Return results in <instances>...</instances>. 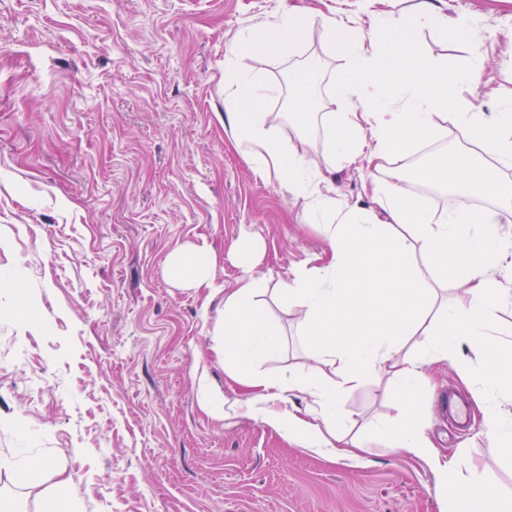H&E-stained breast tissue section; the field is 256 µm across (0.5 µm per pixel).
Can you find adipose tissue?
Instances as JSON below:
<instances>
[{"instance_id":"1","label":"adipose tissue","mask_w":512,"mask_h":512,"mask_svg":"<svg viewBox=\"0 0 512 512\" xmlns=\"http://www.w3.org/2000/svg\"><path fill=\"white\" fill-rule=\"evenodd\" d=\"M306 23V13L294 9L276 14L257 37L242 40L226 57L224 128L248 163L296 192L308 212L323 218L320 233L329 249L327 262L315 275L296 274L282 290L302 312L304 336L316 341L315 359L330 366L338 379L331 383L262 371V364L278 351L280 326L261 308L262 288L245 276L237 288L225 292L224 320L215 328L225 371L241 379L247 390L238 407L281 429L289 441L333 460H355L386 446L442 470L420 404L431 388L422 368L427 360L454 356L459 347L455 327L463 321L480 340L476 356L483 369L482 377L467 378L466 384L500 452L511 458L512 412L497 400L503 380L502 366L495 360V322L500 309L512 303V290L502 287L491 270L512 272V240L501 237L496 211H430L390 182L370 185L375 203L390 218L389 224L378 223L372 213L345 208L323 192L324 178L316 167L286 155L276 131L256 109L271 89L253 76L249 62L269 50L293 55ZM389 24V19L377 17L362 30L342 18L328 22L329 39L351 74L336 87L345 111L327 115L331 155L359 171L405 160L421 141L435 136L434 117L440 110L470 148L453 157L451 168L424 172L423 180L460 195L512 197V185L500 177L501 166L512 163V98L502 99L496 112H483L464 94L478 77L476 68H451L415 50L386 53ZM397 224L413 231L436 282L452 278L469 288L468 307L444 305L438 319H430L434 291L414 272L407 243L393 230ZM166 270L172 280L193 288L212 285L213 262L202 249H174ZM409 336L422 337L428 357L404 353ZM374 373L388 377L392 395L409 403L408 414L399 427L374 421L367 436L347 437L341 430L343 397ZM297 392L310 394L313 405L294 404L291 397Z\"/></svg>"}]
</instances>
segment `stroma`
<instances>
[{"label": "stroma", "instance_id": "obj_1", "mask_svg": "<svg viewBox=\"0 0 512 512\" xmlns=\"http://www.w3.org/2000/svg\"><path fill=\"white\" fill-rule=\"evenodd\" d=\"M444 26L405 35L422 4ZM305 8L293 56L252 60L273 92L265 112L288 152L314 163L343 204L375 212L365 178L394 181L395 164L371 175L334 162L325 131L344 62L326 37L328 18L395 25L389 49L416 50L454 67L471 58L455 34L484 30L483 63L467 97L484 111L491 89L512 95V0H0V512H54L44 490L71 480L79 512H448L455 473L405 452L333 461L260 417L237 410L241 388L215 352L226 289L244 271L242 233L263 249L252 276L282 331L267 372L334 379L316 362L302 314L279 291L327 260L304 200L261 176L224 132V58L276 12ZM315 101L298 127L288 101ZM206 247L212 289L172 281L176 247ZM469 336L451 360L427 368L430 435L442 459L465 456L475 492L494 487L491 512L512 499V459L474 413L461 435L436 393L469 391ZM224 394V419L201 404L200 385ZM343 429L401 423L403 402L373 375L346 394ZM50 461L55 473L29 469Z\"/></svg>", "mask_w": 512, "mask_h": 512}]
</instances>
